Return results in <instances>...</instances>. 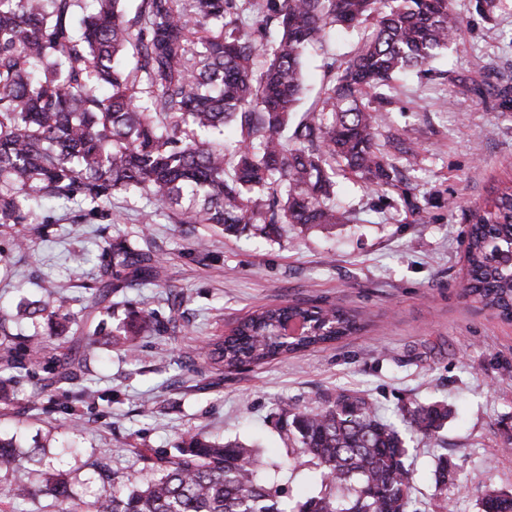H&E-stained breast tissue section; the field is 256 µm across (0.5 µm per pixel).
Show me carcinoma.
I'll return each mask as SVG.
<instances>
[{"instance_id":"cac0c4a2","label":"carcinoma","mask_w":512,"mask_h":512,"mask_svg":"<svg viewBox=\"0 0 512 512\" xmlns=\"http://www.w3.org/2000/svg\"><path fill=\"white\" fill-rule=\"evenodd\" d=\"M0 0V225L26 224L30 205L78 191L97 206L116 191L134 192L178 211L186 224L226 233L255 226L338 224L336 171L372 183L393 164L374 146L375 117L364 96L398 74L420 68L458 37L450 0H267L281 36L254 80L258 46L237 23V0ZM374 27L356 57L328 89L318 115L288 138L303 93L302 58L336 26ZM144 82L149 104L136 103ZM242 139L228 152L211 139L228 123ZM286 187V199L259 194ZM463 291L512 319V256L499 249L512 236V179L500 181L469 210ZM112 249V288L161 279L155 256L124 242ZM46 315L49 332L71 318ZM155 320L132 310L112 343L136 350ZM361 330L340 308L288 304L243 319L205 354L228 369L260 364L336 342ZM43 346L0 342L5 366L40 361ZM284 427L319 472L320 490L290 507L268 478L257 451L237 440L191 436L178 454L149 463L138 483L117 471L102 475L104 494L93 512H421L407 466V437L378 415L372 402L341 390L315 407H281ZM450 411L440 404L407 409L411 431L439 435ZM13 465L10 495H33L31 469L13 439L0 438V464ZM44 491L58 512H76L67 478L45 473ZM478 512H512V491L488 488Z\"/></svg>"}]
</instances>
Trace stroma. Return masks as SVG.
Masks as SVG:
<instances>
[{
	"label": "stroma",
	"instance_id": "1",
	"mask_svg": "<svg viewBox=\"0 0 512 512\" xmlns=\"http://www.w3.org/2000/svg\"><path fill=\"white\" fill-rule=\"evenodd\" d=\"M451 8L458 42L398 76L383 91L385 103L370 100L381 115L376 143L397 172L374 184L338 174L342 224L227 236L120 191L105 210L77 195L44 201L31 223L0 227V315L13 345L40 338L64 361L85 343L70 331L50 335L44 318L19 316L34 300L105 329L71 378L21 371L14 401L0 405V436L15 439L34 483L62 471L73 503L90 512L102 490L96 463L136 479L144 455L175 452L199 435L256 448L294 503L318 490L319 474L288 440L280 408L314 406L347 389L395 422L415 402L451 408L437 439L410 444L421 512H436L442 499L449 512H478L485 485L512 490V321L462 291L469 209L512 175V112L500 111L496 97L512 90V0L490 9L484 0H451ZM364 36L338 29L307 52L296 120L319 111ZM149 210L146 228L141 215ZM115 241L151 249L165 275L87 313ZM289 301L361 311L368 325L328 348L245 370L218 372L200 356L206 340L240 318ZM144 306L160 327L140 337L135 361L106 334L128 308ZM440 455L456 474L443 486L434 476Z\"/></svg>",
	"mask_w": 512,
	"mask_h": 512
}]
</instances>
